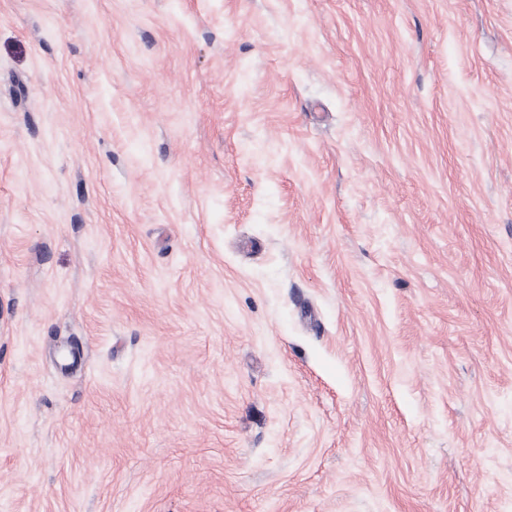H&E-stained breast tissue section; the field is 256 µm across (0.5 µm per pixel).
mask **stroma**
Segmentation results:
<instances>
[{
  "instance_id": "stroma-1",
  "label": "stroma",
  "mask_w": 512,
  "mask_h": 512,
  "mask_svg": "<svg viewBox=\"0 0 512 512\" xmlns=\"http://www.w3.org/2000/svg\"><path fill=\"white\" fill-rule=\"evenodd\" d=\"M0 512H512V0H0Z\"/></svg>"
}]
</instances>
